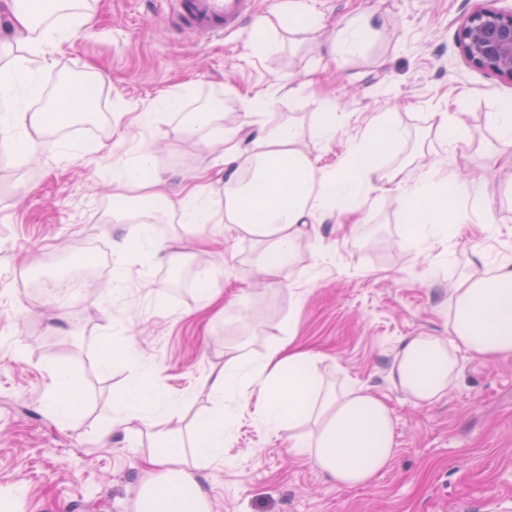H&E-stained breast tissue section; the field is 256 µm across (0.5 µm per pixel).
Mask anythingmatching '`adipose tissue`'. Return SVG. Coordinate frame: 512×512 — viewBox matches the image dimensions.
I'll list each match as a JSON object with an SVG mask.
<instances>
[{"label":"adipose tissue","instance_id":"ef3b65f1","mask_svg":"<svg viewBox=\"0 0 512 512\" xmlns=\"http://www.w3.org/2000/svg\"><path fill=\"white\" fill-rule=\"evenodd\" d=\"M9 38L0 39V145L14 135L27 136L30 152L39 143L29 131L50 133L73 121L80 102L63 82L53 106L33 110L22 98L44 94V78L55 53L74 28L87 27L93 15L86 0H6ZM249 120L224 127V104L212 101L186 133L203 143L221 141L224 151V229L252 237L261 247L257 262L267 283L279 282L296 253L300 236L314 209H361L363 193L378 188L404 210L407 241L420 254L446 235L449 226L464 224L468 215L454 204L466 183L440 178L433 170L413 172L408 166L388 168L380 153L403 142L404 131L379 116L372 120L344 169L317 171L310 152L301 146L293 124H268L264 103L246 102ZM155 157L143 149L135 160L114 174V198L119 214L135 218L133 232L122 239L125 253L174 251L175 241L156 236L152 222L156 206L178 215L185 234H199L215 218V188L207 175H195L180 193L169 192L154 173ZM452 315L448 337L411 336L396 353L388 377L417 404L441 398L458 373L459 353L487 359L512 358V261L468 276L451 291ZM320 355L285 339L257 359L233 356L210 375L213 405L188 430L172 429L158 438L149 456L152 467L142 483L136 512H211L208 494L200 486V470L224 460V438L230 421L225 401L254 403L260 421L287 434L290 449L309 459L337 487L367 484L396 454L394 419L376 395L354 383H327ZM123 364L139 376L113 404L112 419L102 440L116 432L151 429L169 414L172 401L149 372L147 363L128 350L106 346L103 369ZM81 402L66 366H55L47 407L67 421ZM315 426L312 437L296 434L300 422Z\"/></svg>","mask_w":512,"mask_h":512}]
</instances>
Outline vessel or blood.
<instances>
[{
	"label": "vessel or blood",
	"instance_id": "1",
	"mask_svg": "<svg viewBox=\"0 0 512 512\" xmlns=\"http://www.w3.org/2000/svg\"><path fill=\"white\" fill-rule=\"evenodd\" d=\"M177 26L203 40L238 28L255 10V0H171Z\"/></svg>",
	"mask_w": 512,
	"mask_h": 512
}]
</instances>
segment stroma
Listing matches in <instances>:
<instances>
[{"mask_svg":"<svg viewBox=\"0 0 512 512\" xmlns=\"http://www.w3.org/2000/svg\"><path fill=\"white\" fill-rule=\"evenodd\" d=\"M283 0H258L238 30L207 40L178 34L169 0H88L92 27L76 31L56 54L45 80L44 107L60 80L101 70L104 82L79 87L91 111L47 134L24 163H0V490L25 486L12 512H135L146 478L144 459L155 435L113 434L99 440L112 417V397L132 374L103 371L101 342L122 332L131 351L148 359L184 423L212 405L208 377L228 351L263 356L288 332L324 359L325 378L355 382L381 398L395 418L396 456L361 487L339 488L306 458L290 452L287 434L263 425L254 405L229 404L224 460L199 481L214 512H512V359L461 356L456 380L435 403H412L387 377L410 336L449 333V288L512 255V199L504 187L512 169L485 166L497 144L491 116L512 103V82L471 67L458 44L465 17L485 0H308L321 20L313 34L289 31ZM368 17L374 31L363 48L337 61L328 45L337 23ZM266 22L272 50L248 46ZM292 90L269 104L267 120L302 130V145L318 169L341 167L377 116L406 139L383 157L385 166H436L465 181L459 203L470 221L449 227L432 251L452 260L430 266L405 244V218L372 190L348 232L339 213L313 216L297 243V260L279 283L267 285L248 236L217 239L198 250L182 238L189 285L169 282L177 264L167 253L118 256L115 240L129 221L113 214L112 173L144 148L171 191L201 170L224 183L219 142L184 132L186 113L202 96L222 100L224 123L240 124L241 103ZM182 94V109L161 112L148 126L137 116L157 101ZM336 113V137L319 142L323 113ZM447 113L468 136L445 151L427 136L429 116ZM493 222V232L477 227ZM75 260L101 265L104 275L86 294L47 301L13 280L15 271L39 280ZM222 268L224 302L232 318L204 306L195 278ZM124 271L126 290L113 295ZM67 365L82 402L67 422L45 407L50 373Z\"/></svg>","mask_w":512,"mask_h":512,"instance_id":"obj_1","label":"stroma"}]
</instances>
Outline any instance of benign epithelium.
I'll return each mask as SVG.
<instances>
[{
	"label": "benign epithelium",
	"mask_w": 512,
	"mask_h": 512,
	"mask_svg": "<svg viewBox=\"0 0 512 512\" xmlns=\"http://www.w3.org/2000/svg\"><path fill=\"white\" fill-rule=\"evenodd\" d=\"M461 52L472 67L512 81V8H479L457 33Z\"/></svg>",
	"instance_id": "obj_1"
}]
</instances>
